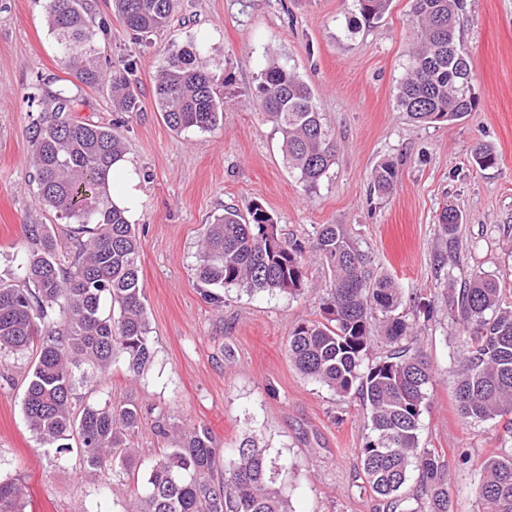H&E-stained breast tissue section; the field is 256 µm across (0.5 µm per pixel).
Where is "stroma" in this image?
I'll return each instance as SVG.
<instances>
[{
    "label": "stroma",
    "mask_w": 512,
    "mask_h": 512,
    "mask_svg": "<svg viewBox=\"0 0 512 512\" xmlns=\"http://www.w3.org/2000/svg\"><path fill=\"white\" fill-rule=\"evenodd\" d=\"M47 0H0V279L19 283L30 249L27 227H70L38 206L29 165L33 83L56 86L66 73L46 24ZM460 31L478 106L451 125H420L397 108L412 47L409 0H393L382 23L361 25L352 0H179L170 27L140 45L120 22L102 42L104 56L138 61L143 110L113 111L100 90L77 87L82 116L118 125L143 191L135 220L141 243L154 358L139 376L124 361L77 391L76 406L134 403L141 423L131 472L89 475L77 452L41 447L22 409L28 360L0 356V475L26 486L25 512H127L172 431L204 425L230 448L257 435L289 464L286 490L294 512H384L363 480L358 450L369 422L358 396L342 398L303 377L288 358L295 324L321 317L328 271L308 268L297 298L277 291L222 290L205 299L197 280L198 244L225 207L261 204L283 237L310 245L315 225H346L378 273L405 292L431 300L417 336L435 378L420 421V445L448 463L453 512H477L482 462L512 449L503 423H464L452 390L462 333L441 294L473 272L499 278L512 303V0H463ZM205 44L224 69V115L211 131L174 134L152 105L154 76L171 45ZM293 68L313 89L335 134L336 162L308 194L284 162L281 136L255 96L269 59ZM499 161L481 169L476 143ZM391 160L398 181L386 195L371 189L377 164ZM464 215L457 253H449L438 217Z\"/></svg>",
    "instance_id": "35a3bbf8"
}]
</instances>
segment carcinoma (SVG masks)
<instances>
[{"label":"carcinoma","instance_id":"1","mask_svg":"<svg viewBox=\"0 0 512 512\" xmlns=\"http://www.w3.org/2000/svg\"><path fill=\"white\" fill-rule=\"evenodd\" d=\"M178 0H111V10L136 40L165 29ZM364 24H378L392 0H354ZM461 0H411L413 47L401 80L397 107L417 124L458 121L476 107L468 54L456 35ZM47 24L70 78L41 94L28 128L30 164L39 205L76 224L73 255L62 263L54 226L29 225L32 248L21 266L22 284L0 283V354L36 357L23 395L26 422L45 448L77 447L89 471L127 470L134 449L127 440L138 428L132 403L86 405L75 410L77 389L88 374L123 359L137 376L154 356L135 225L112 202L109 180L126 141L111 128L77 115L82 100L70 85L107 87L115 111L132 114L143 103L136 58L114 70L100 60V43L111 35L106 18L95 19L87 0H49ZM224 69L201 42L167 50L153 89L155 110L175 133L211 131L223 118ZM266 121L282 136L285 163L304 191L316 190L336 161V138L319 111L312 88L290 67L275 61L263 70L256 94ZM481 168L497 164L485 143L471 150ZM397 166L379 164L373 188L390 192ZM463 213L445 208L439 217L449 252L459 244ZM329 271L322 319L295 324L288 357L306 378L337 396L362 397L370 434L358 449L365 481L402 512H451L448 464L436 448L419 444L420 418L434 375L426 354L406 344L417 324L400 312L401 289L370 267L344 224H319L309 247L278 231L272 215L254 203L233 207L207 225L196 267L198 281L216 290L244 288L288 295L304 291L308 255ZM448 316L462 327L454 390L466 423L508 418L512 432V306L499 279L481 271L463 288H452ZM110 302V309L104 308ZM385 355L368 363L375 338ZM170 448L155 458L145 483L134 489L131 512H292L283 484L288 462L270 456L254 437L219 452L211 430L195 426L175 436L158 426ZM77 439L76 445L69 440ZM475 494L478 512H512V451L482 463ZM420 494L399 498L412 475ZM25 486L0 478V512H23Z\"/></svg>","mask_w":512,"mask_h":512}]
</instances>
